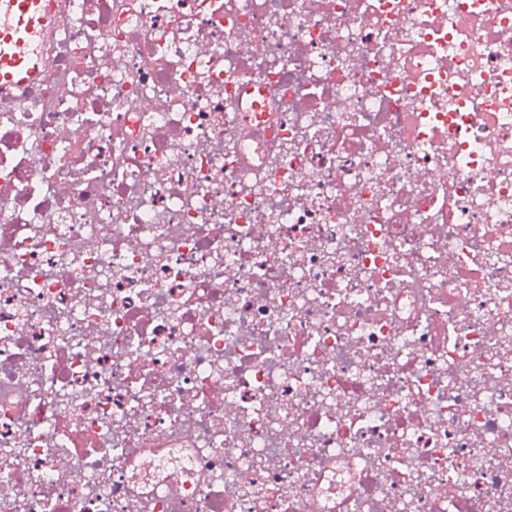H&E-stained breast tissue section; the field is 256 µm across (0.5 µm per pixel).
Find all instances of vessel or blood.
I'll return each mask as SVG.
<instances>
[{
	"label": "vessel or blood",
	"instance_id": "vessel-or-blood-1",
	"mask_svg": "<svg viewBox=\"0 0 512 512\" xmlns=\"http://www.w3.org/2000/svg\"><path fill=\"white\" fill-rule=\"evenodd\" d=\"M53 17L44 0H0V85L23 88L35 82L41 71L40 58L30 55L31 34L49 37Z\"/></svg>",
	"mask_w": 512,
	"mask_h": 512
}]
</instances>
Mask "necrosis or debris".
Here are the masks:
<instances>
[{
    "label": "necrosis or debris",
    "instance_id": "4bbe7bcc",
    "mask_svg": "<svg viewBox=\"0 0 512 512\" xmlns=\"http://www.w3.org/2000/svg\"><path fill=\"white\" fill-rule=\"evenodd\" d=\"M0 107V512H512V0H87Z\"/></svg>",
    "mask_w": 512,
    "mask_h": 512
}]
</instances>
